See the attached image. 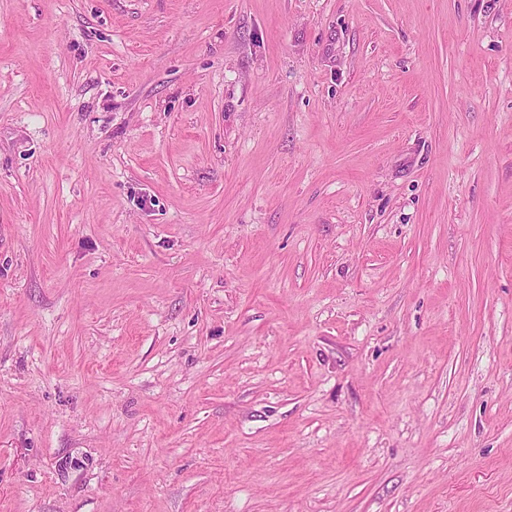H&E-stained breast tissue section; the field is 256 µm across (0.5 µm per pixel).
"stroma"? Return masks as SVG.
Listing matches in <instances>:
<instances>
[{"mask_svg":"<svg viewBox=\"0 0 512 512\" xmlns=\"http://www.w3.org/2000/svg\"><path fill=\"white\" fill-rule=\"evenodd\" d=\"M0 512H512V0H0Z\"/></svg>","mask_w":512,"mask_h":512,"instance_id":"stroma-1","label":"stroma"}]
</instances>
